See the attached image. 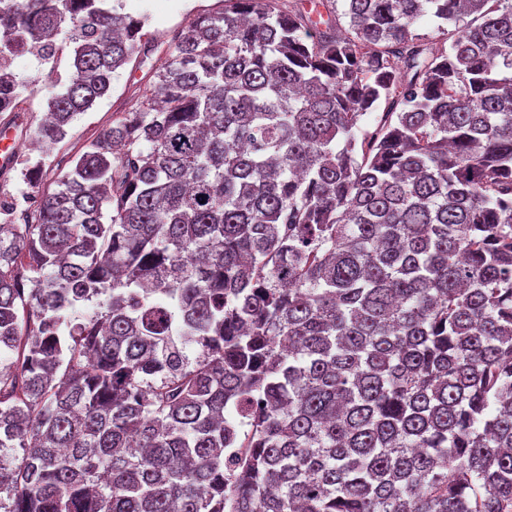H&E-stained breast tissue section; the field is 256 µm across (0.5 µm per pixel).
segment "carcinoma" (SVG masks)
I'll list each match as a JSON object with an SVG mask.
<instances>
[{"label":"carcinoma","instance_id":"cac0c4a2","mask_svg":"<svg viewBox=\"0 0 512 512\" xmlns=\"http://www.w3.org/2000/svg\"><path fill=\"white\" fill-rule=\"evenodd\" d=\"M339 1L343 37L224 0L68 172L26 166L0 512H512V0ZM105 2L0 0V54L72 46L39 142L138 48Z\"/></svg>","mask_w":512,"mask_h":512}]
</instances>
